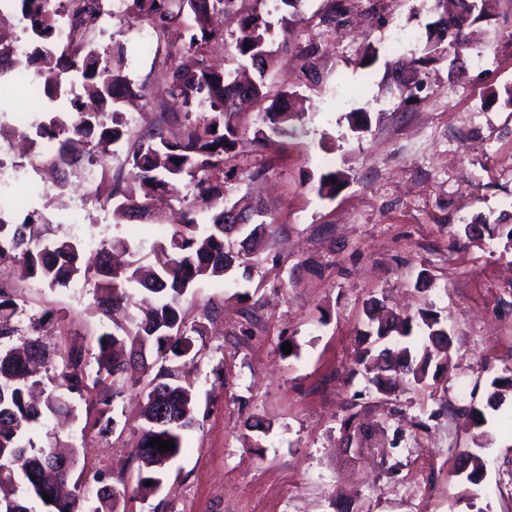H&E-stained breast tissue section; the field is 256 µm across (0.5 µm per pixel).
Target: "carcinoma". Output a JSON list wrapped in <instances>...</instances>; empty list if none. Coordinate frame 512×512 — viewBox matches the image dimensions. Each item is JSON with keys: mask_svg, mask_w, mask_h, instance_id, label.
I'll return each instance as SVG.
<instances>
[{"mask_svg": "<svg viewBox=\"0 0 512 512\" xmlns=\"http://www.w3.org/2000/svg\"><path fill=\"white\" fill-rule=\"evenodd\" d=\"M20 2L32 41L38 43L34 49L41 61L37 77L46 85V97L52 101L63 97L67 103V111L51 113L37 127L40 138L57 142L52 162L71 167L83 156L107 155L111 146L129 138L132 147L123 162L114 169L102 168V174L112 182V217L116 223L151 216L149 203L135 194L137 185L163 189L186 203L182 223L157 242V249L166 253L168 260L158 266L134 260L120 273L110 264V253H136L124 239L103 242L90 254L74 237L46 238L43 224L33 213L19 224L0 223V262H12L19 280L68 288L80 278L93 279L96 292L92 314L105 318L128 308L135 290L147 292L154 301L153 306L140 310L130 326H119L97 338L98 370L92 377L86 369L84 351L73 348L62 355L38 337L18 336L13 322L17 303L8 289L0 287V512H32L17 496L21 485L48 512H115L116 500L127 492L147 498L161 488L169 467L167 460L178 457L184 432L196 423L195 395L181 384L180 365L194 361L199 354L197 342L204 336V326L186 323L182 308L185 296L198 281L222 278L235 268L242 269L245 280H251L253 264L247 256L276 230L264 220L265 210L257 207L246 212L251 217L248 231L243 241L235 243L229 235L232 224L227 212L236 204L227 201L224 182L214 180V174L224 173V159L238 144L234 123L238 97L264 98L265 74L288 55L290 43L285 35L279 51L268 49L271 25L255 9L247 14L233 49L239 61L256 69L258 80L241 89L234 72L220 64L202 59L195 67L187 68L174 63L177 54L195 53L215 37L207 25L210 13L230 12L238 0H133L136 7L145 10L159 36L181 23L185 9L195 16L196 27L188 39L153 61L161 69L165 93L186 106L184 130L172 141L165 135L166 119L162 116L136 131L125 121L121 103L142 92L146 84L132 81L124 72L122 49L91 48L82 55L73 48L74 39L59 36L52 0ZM434 3L440 17L465 15L471 25L487 18L484 0L478 8L472 0ZM62 8L72 32L77 34L86 18L105 9V0H65ZM341 16L342 0H331L320 22L336 26ZM441 45L442 38L434 37L428 25L422 55L390 64V74L405 68L413 72L408 82L389 80L388 88L400 103L420 100V72L436 60ZM69 72L75 73L88 96L102 104L112 101L111 122H105L101 112L84 111L80 97H70L62 89L59 76ZM293 96L285 92L264 110L263 123L269 133L255 137L256 150L267 148L277 138L298 134L300 113L293 108ZM195 108L207 111L201 125L191 119ZM344 181L342 172L328 170L319 176L318 194L330 199ZM185 187L192 188L190 202L182 195ZM366 317L367 329L362 333L356 364L371 375L377 391L390 390L398 375L420 384L448 368L451 352L436 343L438 337L448 335L438 312L425 308L414 316H384L381 308L373 306ZM127 346L145 371L153 373L142 387L143 425L135 449L136 482L132 487L124 483L118 488L111 477L96 473L93 489L89 490L81 479H72L73 469L57 465L59 455L49 448L35 447L28 431L44 417L74 412V402L79 400L86 404V411L95 413L92 427L99 428L101 434L111 432L115 419L109 413L123 393L127 365L115 356V351ZM35 361L60 369L56 388L41 404L30 399L32 390L42 386V380L30 370ZM355 419L356 414H350L343 430L353 429L368 441L385 432L380 423L369 429L355 423ZM153 438L171 441L175 448L163 453L149 445ZM464 455L469 466L459 475L462 481L477 486L485 461L473 450ZM45 494L54 499L44 500Z\"/></svg>", "mask_w": 512, "mask_h": 512, "instance_id": "obj_1", "label": "carcinoma"}]
</instances>
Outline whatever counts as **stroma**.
I'll return each instance as SVG.
<instances>
[{
  "mask_svg": "<svg viewBox=\"0 0 512 512\" xmlns=\"http://www.w3.org/2000/svg\"><path fill=\"white\" fill-rule=\"evenodd\" d=\"M432 0H346L349 24H321L327 0H306L286 17L278 0L260 10L279 46L315 42L316 75L299 56L265 78L269 96L299 93L302 132L255 151L264 102L234 117L239 143L224 182L233 202L264 204L276 233L256 250L252 282L206 279L187 295L186 322L204 307L217 315L185 375L197 394L194 428L161 489L149 498L126 496L118 512H512V391L499 409L488 406L495 378L512 372V241L461 225L483 215L512 224V110L499 99L512 87V0H495L490 20L476 23L460 61L458 84L448 82V58L428 65L424 101L398 105L386 92L388 62L419 55V34L432 21ZM154 31L144 11L127 5L95 44L122 46L125 71L146 83V95L124 112L151 122L165 98L145 40ZM377 63L358 67L365 46ZM371 114L368 131H351L355 109ZM347 174L330 199L317 193L326 170ZM261 170L260 181H249ZM80 166L68 170L63 196L36 200L49 236L85 244L115 237L133 241L144 260L180 220L178 203L160 202L162 224L114 223L110 181L85 184ZM79 211L81 221L69 216ZM21 334L40 332L67 353L97 352L104 327L90 305L93 282L70 288L14 281ZM373 302L401 314L429 307L440 313L453 342L451 364L430 386L397 381L382 394L355 371ZM291 353H284V344ZM139 386L114 403L109 436L87 428L85 416L50 417L30 437L42 448L75 446L86 475L134 484L133 452L140 439ZM486 410L474 427L461 408ZM386 428L385 457L350 461L342 423L350 413ZM259 426L248 429L246 418ZM479 444L486 460L480 485L457 476L459 449Z\"/></svg>",
  "mask_w": 512,
  "mask_h": 512,
  "instance_id": "35a3bbf8",
  "label": "stroma"
}]
</instances>
